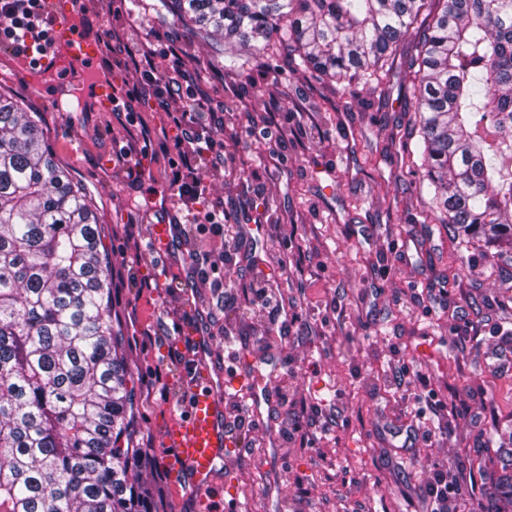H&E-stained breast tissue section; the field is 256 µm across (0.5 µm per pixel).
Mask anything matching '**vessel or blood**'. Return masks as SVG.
<instances>
[{
    "instance_id": "1",
    "label": "vessel or blood",
    "mask_w": 512,
    "mask_h": 512,
    "mask_svg": "<svg viewBox=\"0 0 512 512\" xmlns=\"http://www.w3.org/2000/svg\"><path fill=\"white\" fill-rule=\"evenodd\" d=\"M56 17L52 38L39 64L43 72L74 65L81 68L83 91L95 111L113 108L112 78L100 67L98 42L74 18L85 0H49ZM186 415L166 436L180 466L190 475L193 488L211 482L229 436L225 429L224 397L213 385L194 381L187 390Z\"/></svg>"
}]
</instances>
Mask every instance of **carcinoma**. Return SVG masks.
Segmentation results:
<instances>
[{
    "instance_id": "carcinoma-1",
    "label": "carcinoma",
    "mask_w": 512,
    "mask_h": 512,
    "mask_svg": "<svg viewBox=\"0 0 512 512\" xmlns=\"http://www.w3.org/2000/svg\"><path fill=\"white\" fill-rule=\"evenodd\" d=\"M237 73L262 57L384 91L402 80L430 222L512 240V0H162ZM91 195L39 113L0 92V512H149L128 491L134 394Z\"/></svg>"
}]
</instances>
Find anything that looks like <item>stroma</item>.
Instances as JSON below:
<instances>
[{
  "instance_id": "35a3bbf8",
  "label": "stroma",
  "mask_w": 512,
  "mask_h": 512,
  "mask_svg": "<svg viewBox=\"0 0 512 512\" xmlns=\"http://www.w3.org/2000/svg\"><path fill=\"white\" fill-rule=\"evenodd\" d=\"M95 0L91 30L122 21L160 50L178 48L188 68L206 67L203 38L187 41L162 0ZM398 57L388 90L346 92L276 60L242 74H211L182 88L205 95L239 140L228 146L247 177L202 170L211 198L245 209L220 270L245 271L224 316L207 327L209 283L189 258L193 238H173L165 258L150 250L151 226L175 221L176 206L155 202L168 164L165 137L147 107L58 111L56 81L35 78L0 53V89L41 113L57 159L94 197L111 257V305L134 379L163 372L164 397L137 403L132 443L150 488L152 512H202L188 474L164 444L183 415L186 374L172 355L200 333L198 373L243 401L225 367L264 374L267 398L248 436L225 448L207 488L218 512H426L423 487L433 467L466 489L459 512H512V244L454 238L425 223L430 194L423 173L392 139L413 123ZM152 157L138 183L112 165L130 139ZM145 216L135 239L119 231ZM468 257L459 264L458 255ZM157 279L141 294L133 277ZM262 281L270 303L295 325L271 324L252 293ZM446 288L447 301L436 298ZM420 377H403L401 364ZM443 408L416 419L419 398Z\"/></svg>"
}]
</instances>
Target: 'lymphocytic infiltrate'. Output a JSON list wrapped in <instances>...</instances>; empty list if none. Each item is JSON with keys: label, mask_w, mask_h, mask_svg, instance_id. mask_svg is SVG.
I'll list each match as a JSON object with an SVG mask.
<instances>
[{"label": "lymphocytic infiltrate", "mask_w": 512, "mask_h": 512, "mask_svg": "<svg viewBox=\"0 0 512 512\" xmlns=\"http://www.w3.org/2000/svg\"><path fill=\"white\" fill-rule=\"evenodd\" d=\"M53 24L45 0H0V50L21 60L34 57L43 50ZM104 50L112 59L113 102L145 103L144 85L129 84L122 76L124 70H138L146 78V85L153 87L161 124L175 132V159L166 174V185L173 201L189 210V229L204 254L195 274L213 283L209 320L218 322L229 296L223 280L217 277L223 263L224 226L235 216L225 211L223 201L209 198L200 178L205 168L223 172L228 161L223 141L211 132L214 114L210 102L181 96L184 64L177 51L158 53L152 41L133 38L120 24L107 34Z\"/></svg>", "instance_id": "lymphocytic-infiltrate-1"}]
</instances>
